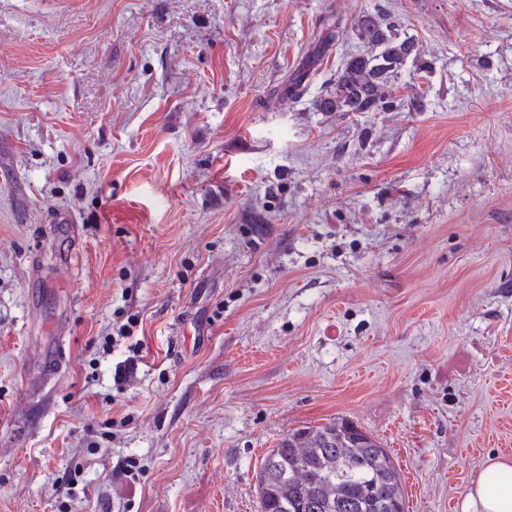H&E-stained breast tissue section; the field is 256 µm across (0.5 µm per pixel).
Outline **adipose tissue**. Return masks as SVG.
<instances>
[{
	"label": "adipose tissue",
	"mask_w": 512,
	"mask_h": 512,
	"mask_svg": "<svg viewBox=\"0 0 512 512\" xmlns=\"http://www.w3.org/2000/svg\"><path fill=\"white\" fill-rule=\"evenodd\" d=\"M460 512H512V458L488 460L459 502Z\"/></svg>",
	"instance_id": "obj_1"
}]
</instances>
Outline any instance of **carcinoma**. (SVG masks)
<instances>
[{
    "label": "carcinoma",
    "instance_id": "obj_1",
    "mask_svg": "<svg viewBox=\"0 0 512 512\" xmlns=\"http://www.w3.org/2000/svg\"><path fill=\"white\" fill-rule=\"evenodd\" d=\"M371 51L352 55L317 104L321 112H373L391 77L417 54L414 37L378 13L357 23ZM260 512H405L400 475L386 449L344 419L297 428L269 449L256 474Z\"/></svg>",
    "mask_w": 512,
    "mask_h": 512
}]
</instances>
